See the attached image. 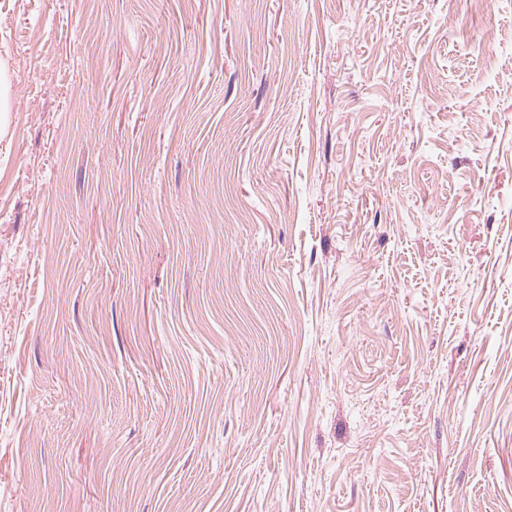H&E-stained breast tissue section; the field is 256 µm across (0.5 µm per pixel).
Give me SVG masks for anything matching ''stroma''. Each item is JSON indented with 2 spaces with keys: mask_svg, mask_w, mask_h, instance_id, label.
I'll list each match as a JSON object with an SVG mask.
<instances>
[{
  "mask_svg": "<svg viewBox=\"0 0 512 512\" xmlns=\"http://www.w3.org/2000/svg\"><path fill=\"white\" fill-rule=\"evenodd\" d=\"M0 512H512V0H0Z\"/></svg>",
  "mask_w": 512,
  "mask_h": 512,
  "instance_id": "1",
  "label": "stroma"
}]
</instances>
